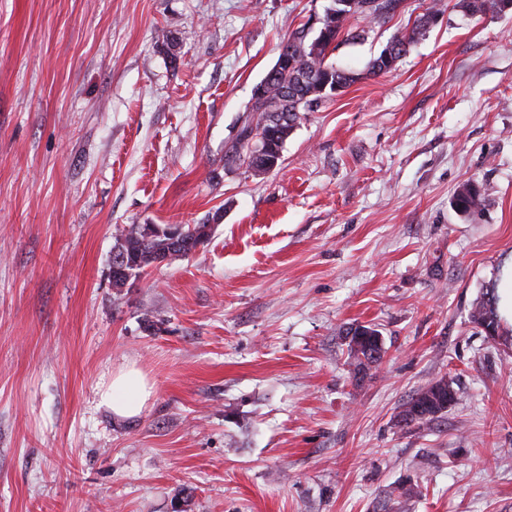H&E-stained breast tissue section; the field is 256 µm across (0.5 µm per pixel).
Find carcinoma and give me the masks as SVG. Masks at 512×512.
<instances>
[{
  "label": "carcinoma",
  "instance_id": "obj_1",
  "mask_svg": "<svg viewBox=\"0 0 512 512\" xmlns=\"http://www.w3.org/2000/svg\"><path fill=\"white\" fill-rule=\"evenodd\" d=\"M373 0H334L331 7L336 17L329 24L321 27L303 25L292 32L283 42L294 48L297 59L290 68H281L269 72L254 88L250 106L247 111L252 118L246 120L240 130L238 145L227 162H240L246 165L247 171L254 175L268 173V165L282 161L284 144L296 128L301 113L306 111L310 102H321L356 81L355 74L329 62L330 45L338 41L341 35L352 39H365L368 29L347 27L352 18L362 17L369 22L379 23L389 18L396 9V0H383L371 5ZM459 7L466 13L475 16H499L512 10V0H459ZM440 9L432 7L417 17L413 25L395 35L389 44L396 48L392 61H387L384 53H379L370 62V73L380 75L395 68V64L405 56L410 47L426 35L431 27L430 20L439 17ZM484 195L481 188L469 182L454 196V208L461 214L474 213L481 209ZM126 253L127 267L143 271L154 264L158 265L166 258L171 260L186 257L189 247L169 242L166 236L145 239L132 229L116 236ZM497 297L490 293L474 305L469 314L470 321L481 325V321L490 319L494 332L501 330V318L496 306ZM349 331L369 336L376 344L373 352L357 351L349 347V356L353 360L355 375H366L371 365H379L382 360L380 353L383 347L377 346L382 341L377 329L367 325H356ZM429 387L417 390L402 406L398 414L399 422L405 426L416 424L422 426L435 419V416L412 417V408L423 400Z\"/></svg>",
  "mask_w": 512,
  "mask_h": 512
}]
</instances>
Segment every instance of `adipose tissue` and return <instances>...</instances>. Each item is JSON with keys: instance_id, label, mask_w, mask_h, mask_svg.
Here are the masks:
<instances>
[{"instance_id": "1", "label": "adipose tissue", "mask_w": 512, "mask_h": 512, "mask_svg": "<svg viewBox=\"0 0 512 512\" xmlns=\"http://www.w3.org/2000/svg\"><path fill=\"white\" fill-rule=\"evenodd\" d=\"M153 394V387L135 366L126 365L113 372L109 383L100 388L98 403L111 411L115 420L138 416Z\"/></svg>"}]
</instances>
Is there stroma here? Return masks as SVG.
I'll return each mask as SVG.
<instances>
[{
    "label": "stroma",
    "mask_w": 512,
    "mask_h": 512,
    "mask_svg": "<svg viewBox=\"0 0 512 512\" xmlns=\"http://www.w3.org/2000/svg\"><path fill=\"white\" fill-rule=\"evenodd\" d=\"M331 4L0 0V512H512V321L493 342L468 318L512 286V13L404 0L338 45L357 80L280 169L225 166L281 41ZM137 224L213 230L113 287ZM354 324L385 350L359 383ZM126 363L154 395L118 422L98 391ZM440 379L453 405L400 425ZM439 14H441L439 8L431 7L426 13L418 16L411 27L405 28L404 31L395 35L388 42L386 48L371 60L370 73L373 75H380L394 69L397 62L408 53L410 47L426 35L430 27L435 24H431L430 20L432 18H438ZM388 45H392V49L397 48L395 55L392 56V64L390 66L388 65L389 61L384 57ZM484 195L481 188L474 182H469L454 196V208L461 214H470L481 209ZM432 384L418 389L411 397L408 399L402 406L401 410L398 414L399 422L402 423L405 426L416 424L419 426H423L424 424H427L428 422L434 420L437 416L435 415H429L428 417H412L409 418L408 415L412 413V408L416 403H420L423 400V395L430 389V386Z\"/></svg>",
    "instance_id": "obj_1"
}]
</instances>
